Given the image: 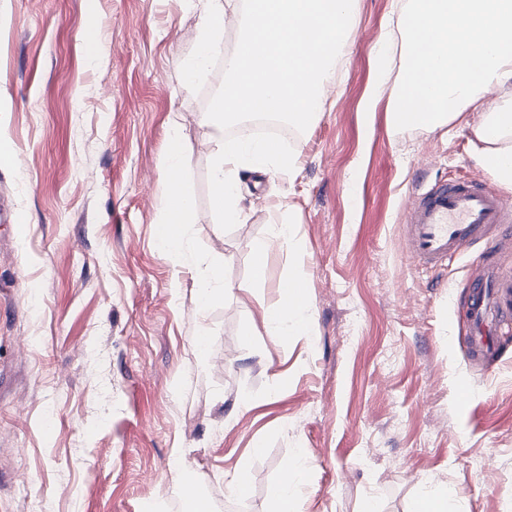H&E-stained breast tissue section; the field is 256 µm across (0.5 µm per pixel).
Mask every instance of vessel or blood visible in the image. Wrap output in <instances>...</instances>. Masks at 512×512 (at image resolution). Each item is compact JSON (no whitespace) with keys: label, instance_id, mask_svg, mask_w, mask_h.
Wrapping results in <instances>:
<instances>
[{"label":"vessel or blood","instance_id":"obj_1","mask_svg":"<svg viewBox=\"0 0 512 512\" xmlns=\"http://www.w3.org/2000/svg\"><path fill=\"white\" fill-rule=\"evenodd\" d=\"M402 239L408 254L426 270L482 245L489 259L470 276L460 318L470 328L473 357L497 353L501 337L512 334V270L496 261L512 251V203L478 178L437 181L410 195Z\"/></svg>","mask_w":512,"mask_h":512}]
</instances>
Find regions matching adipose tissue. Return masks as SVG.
<instances>
[{
	"label": "adipose tissue",
	"instance_id": "1",
	"mask_svg": "<svg viewBox=\"0 0 512 512\" xmlns=\"http://www.w3.org/2000/svg\"><path fill=\"white\" fill-rule=\"evenodd\" d=\"M200 30L196 54L184 68L193 84L210 60L223 51L224 15L233 0H190ZM404 76L393 112H412L414 127L428 133L450 125L462 112L475 110L474 135L480 159L502 184L512 186V0H413L400 27ZM493 105H485L489 92ZM166 212L157 228L162 252L174 264L193 266L186 228L193 200L180 173L188 159L180 135H172L168 153ZM278 301L265 309L270 336H309L313 319L302 275L289 273Z\"/></svg>",
	"mask_w": 512,
	"mask_h": 512
}]
</instances>
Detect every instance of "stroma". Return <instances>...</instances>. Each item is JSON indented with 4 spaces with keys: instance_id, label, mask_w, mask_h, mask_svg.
<instances>
[{
    "instance_id": "35a3bbf8",
    "label": "stroma",
    "mask_w": 512,
    "mask_h": 512,
    "mask_svg": "<svg viewBox=\"0 0 512 512\" xmlns=\"http://www.w3.org/2000/svg\"><path fill=\"white\" fill-rule=\"evenodd\" d=\"M406 7L354 0L338 79L296 140L299 175L242 171L247 218L225 232L206 116L224 61L185 87L198 46L187 0H0V147L17 156L0 166V512H181L177 455L213 512H268L296 458L299 512H359L369 498L408 512L429 484L448 486V512H512V342L480 363L466 327H449L481 253L422 271L401 236L412 187L488 177L476 116L446 135L395 127L386 94L363 114L386 21ZM175 133L190 245L229 288L203 313L198 267L156 243ZM280 206L297 248L273 250L250 287ZM296 268L314 333L276 340L263 311ZM242 467L238 499L224 476Z\"/></svg>"
}]
</instances>
